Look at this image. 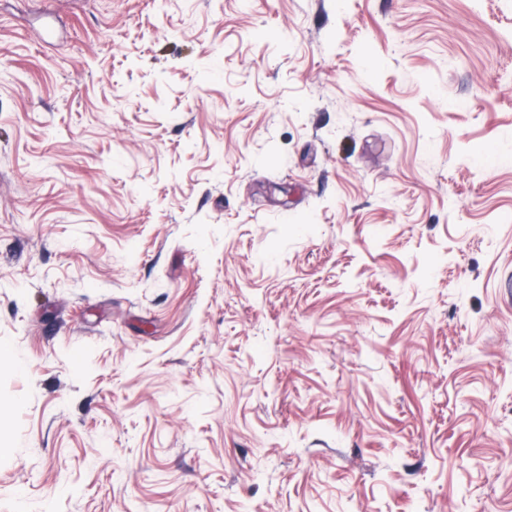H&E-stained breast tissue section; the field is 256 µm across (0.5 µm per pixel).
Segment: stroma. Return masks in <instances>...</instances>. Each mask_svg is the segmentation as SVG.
Segmentation results:
<instances>
[{
    "instance_id": "obj_1",
    "label": "stroma",
    "mask_w": 512,
    "mask_h": 512,
    "mask_svg": "<svg viewBox=\"0 0 512 512\" xmlns=\"http://www.w3.org/2000/svg\"><path fill=\"white\" fill-rule=\"evenodd\" d=\"M512 0H0V512H512Z\"/></svg>"
}]
</instances>
